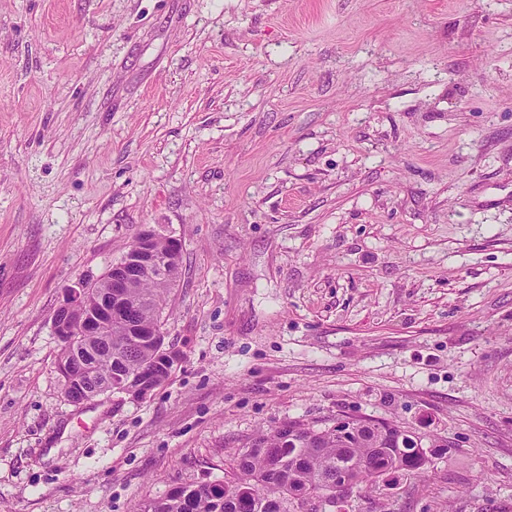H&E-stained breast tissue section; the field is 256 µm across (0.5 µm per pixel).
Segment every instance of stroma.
<instances>
[{
	"label": "stroma",
	"mask_w": 512,
	"mask_h": 512,
	"mask_svg": "<svg viewBox=\"0 0 512 512\" xmlns=\"http://www.w3.org/2000/svg\"><path fill=\"white\" fill-rule=\"evenodd\" d=\"M146 227L181 362L72 404L54 313ZM346 415L442 450L329 512H512V0H0V512Z\"/></svg>",
	"instance_id": "stroma-1"
}]
</instances>
